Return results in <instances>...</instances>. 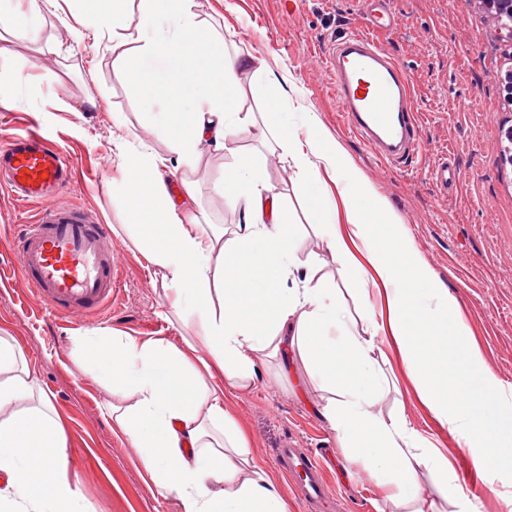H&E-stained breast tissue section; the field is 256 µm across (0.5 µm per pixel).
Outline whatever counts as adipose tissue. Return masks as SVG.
Segmentation results:
<instances>
[{"mask_svg": "<svg viewBox=\"0 0 512 512\" xmlns=\"http://www.w3.org/2000/svg\"><path fill=\"white\" fill-rule=\"evenodd\" d=\"M130 0H0V55L31 40L45 6L77 35L109 33L121 46ZM194 0H140L137 47L125 57L144 102L163 108L161 126L172 151L162 157L117 144L122 206L136 245L158 268L174 309L192 299L200 314V344L160 337L95 336L82 346L103 368L113 394L128 404L112 410L154 485L176 494L182 512H289L288 500L253 450L248 432L224 398L225 389H251L255 368L288 351L309 364L327 397L320 415L335 432L343 455L373 477L384 500L417 503L416 512H441L448 495L449 449L423 436L405 415L376 408L380 385L375 355L394 348L403 371L433 417L449 426L458 444L476 448L474 463L495 467L502 448L500 422L512 409V387L486 369L480 349L454 320L459 304L433 284L420 262L405 265L373 255L378 277L391 282L386 315L363 299L364 332L346 329L329 341V324L343 322L345 303L334 284L306 275L302 287L280 288L295 266L291 221L281 194L248 162L224 171L215 189L235 199L240 219L231 232H204L196 186L182 181L173 199L175 164L194 163L202 143L223 149L247 128L237 85L242 70L262 72L251 51H224L219 37L204 34ZM278 147L299 179L330 176L345 194L349 231L329 204L317 212V234L342 274L355 271L348 240L368 241L372 225L388 229L397 254L409 239L395 211L378 198L352 160L316 135L290 131ZM463 348L474 374L469 387L448 381V343ZM39 386L23 353L0 337V512H81L68 479L69 457L58 415L47 400L22 408ZM470 412L458 418L460 399ZM435 479L427 495L424 476Z\"/></svg>", "mask_w": 512, "mask_h": 512, "instance_id": "adipose-tissue-1", "label": "adipose tissue"}]
</instances>
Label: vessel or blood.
<instances>
[{"mask_svg":"<svg viewBox=\"0 0 512 512\" xmlns=\"http://www.w3.org/2000/svg\"><path fill=\"white\" fill-rule=\"evenodd\" d=\"M360 26L335 37L326 55L347 126L385 169L410 166L425 147L415 93L404 68L380 45L398 26L390 0H361ZM75 173L61 146L30 130L0 139V189L27 199L36 218L12 239V251L38 301L58 314L104 313L119 290V258L105 249L106 225L77 204L58 200ZM440 189L455 186L459 169L441 156L431 172ZM274 458L307 512H330L335 495L326 457L278 448Z\"/></svg>","mask_w":512,"mask_h":512,"instance_id":"b4317fda","label":"vessel or blood"}]
</instances>
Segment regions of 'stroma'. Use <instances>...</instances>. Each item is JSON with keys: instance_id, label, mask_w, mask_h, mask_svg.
I'll return each mask as SVG.
<instances>
[{"instance_id": "35a3bbf8", "label": "stroma", "mask_w": 512, "mask_h": 512, "mask_svg": "<svg viewBox=\"0 0 512 512\" xmlns=\"http://www.w3.org/2000/svg\"><path fill=\"white\" fill-rule=\"evenodd\" d=\"M399 28L384 45L406 68L416 91V110L426 150L409 167L383 172L377 158L345 127L333 80L324 65L332 39L360 18L358 0H195L199 22L223 37L227 50L251 51L270 72L287 75L274 85L246 71L239 82L242 111L253 126L238 132L224 151L201 144L194 164L180 167L172 180L194 181L203 214L202 228L232 230L239 219L232 198L219 195L214 183L226 167L240 161L262 165L268 183L285 195L295 217L290 230L296 256L318 267L320 278L339 284L349 314L361 305L359 280L343 281L336 263L323 250L314 228L319 198L296 182L287 157L271 149L283 132L265 118L266 102L277 97L294 125L312 121L313 131L336 142L401 219L411 253L432 280L459 300V317L480 349L485 365L512 384V169L499 155L498 129L512 122V110L496 108L497 74L502 48L512 33L488 27L468 0H392ZM34 48L18 46L1 57L0 71H15L28 82L10 106L0 105V129L12 132L40 126L60 139L77 174L60 193L62 202L83 206L112 230L121 255V290L100 317L70 318L38 305L33 288L20 273L11 251L17 224L34 214L32 205L0 191V336L18 346L35 372L43 394L59 415L70 460L69 480L84 512H181L176 495L160 492L132 457L127 438L113 425L105 405L112 387L91 368L76 347L80 337L117 330L133 336H161L198 342L200 320L179 319L165 298L157 268L149 265L125 230L121 204L105 186L114 172L119 134L168 155L159 129L149 128L138 102V89L112 51L111 37L99 42L70 34L53 11L34 37ZM477 96L472 108L460 99ZM100 99L91 108L87 97ZM122 114L123 128L112 125ZM455 159L460 181L446 193L432 183L429 170L441 154ZM321 398L302 362L275 355L256 367L252 388L231 391L227 401L272 471L280 490L288 481L278 471L276 448H328L330 467L341 488L336 512H410L409 505L383 501L366 473L349 476L336 434L318 413ZM377 407L384 415L405 414L423 435L452 450L450 494L444 512H506L495 493L512 486V450L501 451L486 471L480 495L460 499L462 476L473 463L468 448L456 447L409 387L387 390Z\"/></svg>"}]
</instances>
